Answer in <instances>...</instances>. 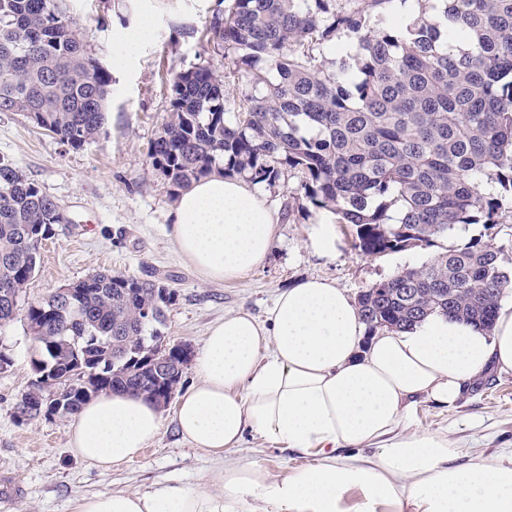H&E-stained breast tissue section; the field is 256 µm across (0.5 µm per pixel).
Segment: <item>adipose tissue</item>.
<instances>
[{
  "label": "adipose tissue",
  "mask_w": 512,
  "mask_h": 512,
  "mask_svg": "<svg viewBox=\"0 0 512 512\" xmlns=\"http://www.w3.org/2000/svg\"><path fill=\"white\" fill-rule=\"evenodd\" d=\"M170 218L180 259L207 283L264 263L277 224L260 192L220 169L181 191ZM193 370L174 423L187 445L220 460L210 480L81 496L72 512H512L511 458L465 456L446 434L411 426L416 401L450 407L487 372H512V310L489 330L436 315L371 335L344 289L305 278L266 320L236 312L212 325ZM162 424L149 401L108 392L73 416L68 444L106 473ZM250 434L316 462L281 478L225 460Z\"/></svg>",
  "instance_id": "obj_1"
}]
</instances>
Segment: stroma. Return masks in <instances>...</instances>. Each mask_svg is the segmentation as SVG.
Here are the masks:
<instances>
[{"instance_id":"1","label":"stroma","mask_w":512,"mask_h":512,"mask_svg":"<svg viewBox=\"0 0 512 512\" xmlns=\"http://www.w3.org/2000/svg\"><path fill=\"white\" fill-rule=\"evenodd\" d=\"M219 0H62L75 17L77 38L112 77L99 137L74 149L14 112L0 113V157L9 160L63 209L68 221L43 241L41 263L27 299L48 297L59 287L99 272L132 277L154 270L169 275L176 301L165 311L167 340L197 354L209 326L230 312L263 319L279 291L297 280L321 277L351 296L407 267L429 263L443 251L479 238L498 247L512 271V205L504 204L496 224H461L431 247L365 256L352 246L351 229L336 225V253L327 257L310 246L317 214L302 207L301 177L283 171L261 184L279 224L262 266L241 279L202 282L178 256L168 235L175 195L150 165L148 151L170 114V81L206 66L224 80L225 105L234 107L251 91L246 79H230L234 65L200 39ZM148 14L151 32L122 63L114 56L122 36ZM0 351L12 359L0 370V512H71V501L104 491L146 492L156 483L199 487L217 463L186 445L162 409L158 437L120 469L103 473L68 448L69 421L42 417L18 422L16 407L32 372V343L23 318L0 331ZM487 383L470 390L455 407L426 401L412 409L417 428L447 431L464 452L512 456V373L489 372ZM231 457L254 461L273 476H286L314 460L260 436L247 437Z\"/></svg>"}]
</instances>
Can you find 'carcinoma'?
<instances>
[{
	"mask_svg": "<svg viewBox=\"0 0 512 512\" xmlns=\"http://www.w3.org/2000/svg\"><path fill=\"white\" fill-rule=\"evenodd\" d=\"M219 0L207 43L232 59L253 93L236 111L206 67L171 81V112L149 154L172 193L213 168L272 183L301 174L302 199L353 227L366 256L401 252L457 224H495L512 199V0H444V19L370 26L393 0ZM342 31L352 54L323 68L321 49ZM112 78L74 33L57 0H0V112H17L76 149L98 138ZM485 181L495 191L484 193ZM396 216H391V213ZM64 213L0 159V329L18 314L39 249ZM512 277L500 251L478 239L405 268L358 296L369 333L403 330L431 315L493 326ZM26 303L37 377L20 402L46 398L26 417L76 414L108 391L171 400L189 353L155 325L176 294L164 279L95 273Z\"/></svg>",
	"mask_w": 512,
	"mask_h": 512,
	"instance_id": "carcinoma-1",
	"label": "carcinoma"
}]
</instances>
